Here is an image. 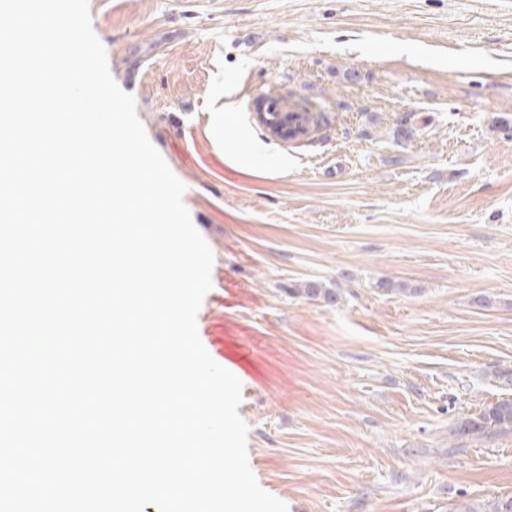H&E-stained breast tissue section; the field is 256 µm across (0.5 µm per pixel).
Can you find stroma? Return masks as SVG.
<instances>
[{
	"label": "stroma",
	"mask_w": 512,
	"mask_h": 512,
	"mask_svg": "<svg viewBox=\"0 0 512 512\" xmlns=\"http://www.w3.org/2000/svg\"><path fill=\"white\" fill-rule=\"evenodd\" d=\"M110 72L214 255L200 340L242 383L260 485L288 512H448L512 495V0H89ZM232 88L235 121L211 114ZM306 109L271 139L256 100ZM272 140V139H271ZM315 280L328 305L290 295ZM268 108L271 109V111H274L276 109V104L274 102L267 101L266 99H259L255 103L256 118L266 128V112ZM295 122L296 121H294L290 126H288V123H283L274 125L272 129H267L276 138L279 139L278 135H283L286 139L283 141H290L291 139H289V137L296 135L297 132L298 135H296V139L305 136L309 131V121L297 119V122H299V126L297 127L295 126ZM240 134L250 140L249 145L244 150L238 139H230L224 136V157L240 167L245 169L253 168L254 162L266 161L268 167L276 172H286L291 165L288 155L273 151V149L255 138L250 131L240 128ZM458 439H491L512 434V400L502 399L484 406L477 415L458 422Z\"/></svg>",
	"instance_id": "stroma-1"
}]
</instances>
